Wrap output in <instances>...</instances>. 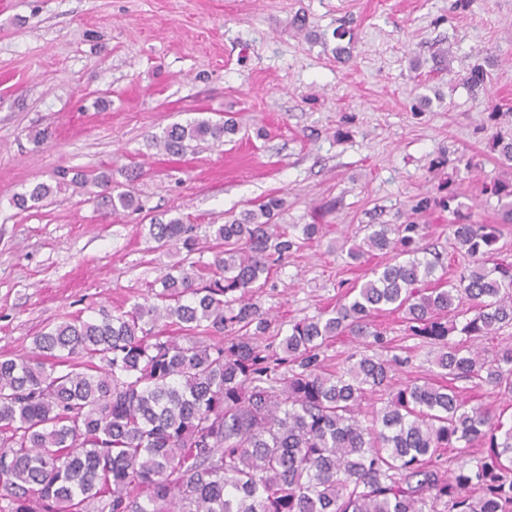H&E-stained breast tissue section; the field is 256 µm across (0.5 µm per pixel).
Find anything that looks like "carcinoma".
I'll return each instance as SVG.
<instances>
[{"mask_svg": "<svg viewBox=\"0 0 512 512\" xmlns=\"http://www.w3.org/2000/svg\"><path fill=\"white\" fill-rule=\"evenodd\" d=\"M235 133L195 119L156 145L179 156ZM52 193L39 183L15 206ZM109 202L115 213L143 210L129 191ZM280 208L270 198L215 225L204 286L193 226L150 222L159 246L185 253L153 299L51 325L30 354L0 355V512H512V423L467 407L446 382L512 399V344L490 358L477 347L512 326L501 230L450 225L468 264L445 281L425 225L367 224L348 257L385 251L392 261L271 338L261 290L321 230L274 223ZM385 311L402 312L430 347L431 376L393 378L409 358L372 329ZM169 326L191 333L187 343ZM344 334L358 349L333 368L324 349ZM460 444L487 454L446 465L440 449Z\"/></svg>", "mask_w": 512, "mask_h": 512, "instance_id": "obj_1", "label": "carcinoma"}]
</instances>
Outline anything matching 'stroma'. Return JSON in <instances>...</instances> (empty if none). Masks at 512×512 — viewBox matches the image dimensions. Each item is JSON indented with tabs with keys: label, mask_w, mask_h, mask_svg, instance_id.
<instances>
[{
	"label": "stroma",
	"mask_w": 512,
	"mask_h": 512,
	"mask_svg": "<svg viewBox=\"0 0 512 512\" xmlns=\"http://www.w3.org/2000/svg\"><path fill=\"white\" fill-rule=\"evenodd\" d=\"M494 102L512 106V0H0V355L149 295L178 259L149 237L155 217L194 225L203 262L210 225L271 197L277 223L321 225L261 294L275 332L385 263L341 248L367 224L424 225L448 279L457 221L498 225L511 261L512 206L483 192L512 180L491 147L512 115L491 120ZM198 118L237 132L155 148ZM127 167L144 209L116 214L89 178ZM39 183L54 194L13 206ZM374 326L411 349L396 379L426 373L401 313Z\"/></svg>",
	"instance_id": "1"
}]
</instances>
